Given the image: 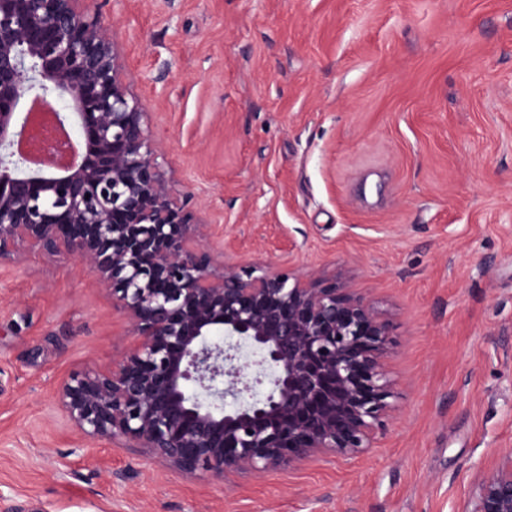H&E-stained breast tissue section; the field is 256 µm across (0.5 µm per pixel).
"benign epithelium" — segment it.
Returning <instances> with one entry per match:
<instances>
[{"label":"benign epithelium","mask_w":512,"mask_h":512,"mask_svg":"<svg viewBox=\"0 0 512 512\" xmlns=\"http://www.w3.org/2000/svg\"><path fill=\"white\" fill-rule=\"evenodd\" d=\"M92 2L0 0V262L27 246L74 259L135 336L117 362L62 380L58 411L83 439L132 442L186 476L372 447L394 411L388 323L334 281L217 258L210 225L172 197L166 145ZM37 104L81 132L65 168L16 151ZM265 379V397L224 408ZM468 512H512V455L480 471Z\"/></svg>","instance_id":"1"}]
</instances>
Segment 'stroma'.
<instances>
[{"label": "stroma", "instance_id": "1", "mask_svg": "<svg viewBox=\"0 0 512 512\" xmlns=\"http://www.w3.org/2000/svg\"><path fill=\"white\" fill-rule=\"evenodd\" d=\"M173 195L232 265L391 326L372 448L261 478L90 458L57 383L135 339L89 270L0 264V512H464L512 454V0H98Z\"/></svg>", "mask_w": 512, "mask_h": 512}]
</instances>
